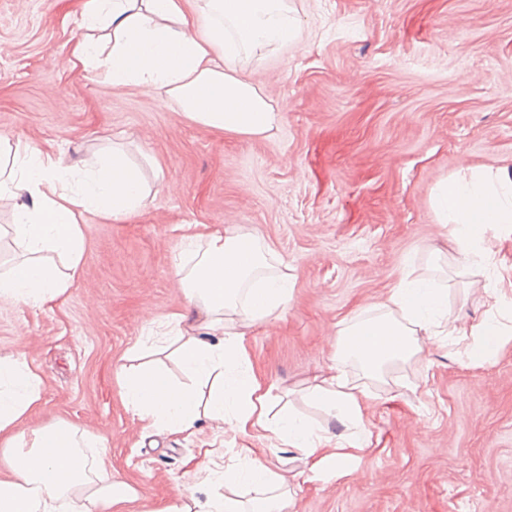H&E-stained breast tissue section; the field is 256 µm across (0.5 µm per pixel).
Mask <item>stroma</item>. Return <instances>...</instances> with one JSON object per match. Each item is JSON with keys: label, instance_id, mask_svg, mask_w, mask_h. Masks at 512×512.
Returning <instances> with one entry per match:
<instances>
[{"label": "stroma", "instance_id": "stroma-1", "mask_svg": "<svg viewBox=\"0 0 512 512\" xmlns=\"http://www.w3.org/2000/svg\"><path fill=\"white\" fill-rule=\"evenodd\" d=\"M302 34L239 61L283 112L250 138L191 121L133 85L73 65L78 0H0V133L82 165L117 142L157 194L124 221L89 215L78 279L43 308L0 303V356L25 350L43 380L30 417L103 437L112 473L142 503L189 491L184 473L217 430L144 432L116 368L186 301L172 264L188 227H246L279 257L292 300L249 329L274 408L315 422L307 395L333 364L337 331L400 280L448 291L459 323L489 319L486 288L512 318V224L465 261L439 223V184L469 168L512 174V0H293ZM344 369L373 399L372 450L356 474L303 485L293 512H512V341L475 364L439 340L383 378Z\"/></svg>", "mask_w": 512, "mask_h": 512}]
</instances>
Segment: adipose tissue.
<instances>
[{
    "mask_svg": "<svg viewBox=\"0 0 512 512\" xmlns=\"http://www.w3.org/2000/svg\"><path fill=\"white\" fill-rule=\"evenodd\" d=\"M79 20L83 34L71 55L99 79L148 88L177 102L196 124L227 133L263 136L283 119L234 64L298 37L288 0H83ZM1 149L8 158L0 162V206L11 210L8 235L19 256L0 273V302L42 307L79 275L83 218L128 219L147 205L152 188L117 146L94 152L80 169L42 150L11 146L4 135ZM434 209L457 248L479 256L488 226L512 224V179L474 170L450 177L438 187ZM266 265L246 228L186 234L173 269L195 316L175 313L168 322L187 382L173 383L161 368L139 362L136 348L130 364L119 367L124 406L147 428L189 436L206 418L245 438L229 464L223 448L206 449L192 470L197 493L158 512H284L292 485L250 442L273 437L299 454L306 483L357 472L369 451L370 395L349 381L344 362L357 361L379 378L443 334L473 336L468 355L477 361L491 360L506 341L488 321L461 327L443 290L402 280L382 314L341 330L335 364L309 390L344 433L312 428L290 413L275 420L245 346L247 329L281 315L292 297L287 275H261ZM41 399L42 380L27 355L0 357V512H143L136 490L108 467L106 439L66 422L28 425ZM245 484L259 490L258 499H239Z\"/></svg>",
    "mask_w": 512,
    "mask_h": 512,
    "instance_id": "obj_1",
    "label": "adipose tissue"
}]
</instances>
